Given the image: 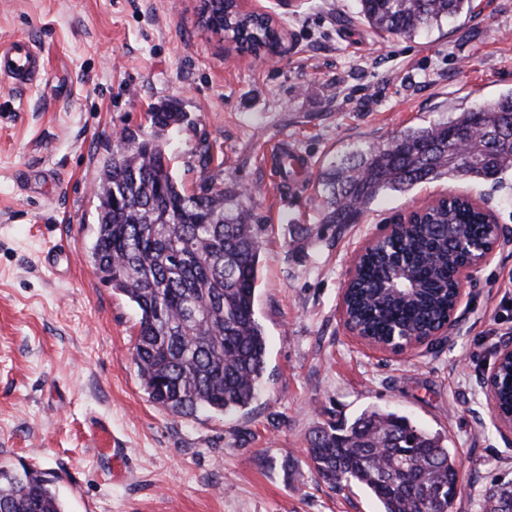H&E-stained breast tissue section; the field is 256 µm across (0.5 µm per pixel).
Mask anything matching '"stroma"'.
<instances>
[{
  "instance_id": "1",
  "label": "stroma",
  "mask_w": 512,
  "mask_h": 512,
  "mask_svg": "<svg viewBox=\"0 0 512 512\" xmlns=\"http://www.w3.org/2000/svg\"><path fill=\"white\" fill-rule=\"evenodd\" d=\"M282 29L275 58L237 51L200 22L201 0H0V45L41 50L39 79L0 76V465L47 473L66 512H379L364 490L335 491L307 462L310 432L370 406L448 440L459 470L452 512H476L512 479V434L483 381L512 338V173L445 179L381 195L358 223L320 221V169L368 143L512 93V0L412 38H379L356 0H248ZM166 133L187 191H243L264 253L255 308L268 379L248 409L169 414L133 363L139 311L95 273L94 186L122 132ZM298 176L283 178L279 157ZM442 194L489 208L503 235L472 270L449 336L394 355L357 342L340 300L355 253L385 225ZM314 227L311 236L296 226ZM106 423L126 473L95 447Z\"/></svg>"
}]
</instances>
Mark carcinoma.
I'll return each instance as SVG.
<instances>
[{"label": "carcinoma", "instance_id": "carcinoma-1", "mask_svg": "<svg viewBox=\"0 0 512 512\" xmlns=\"http://www.w3.org/2000/svg\"><path fill=\"white\" fill-rule=\"evenodd\" d=\"M473 0H358V17L375 32L410 38L448 18L468 16ZM215 24L241 49L274 40L265 19L224 6ZM187 115L174 104L149 113L153 133L118 139L100 172L92 266L110 275L112 290L140 314L133 359L150 401L170 414H232L262 389L267 338L255 311L263 241L252 210L228 189L188 192L171 173L160 142ZM481 127L473 146L457 131ZM512 170V94L428 127H409L383 145L369 144L317 175L321 224H354L386 191L427 180L501 182ZM490 243L494 229L467 201L456 199L426 214L362 261L348 299L352 320L368 335L425 332L448 317L458 260L456 242ZM410 265L419 288L411 299L385 290L395 260ZM499 411L512 412V363L497 384ZM307 459L332 489L356 485L381 512H427L453 507L459 494L455 457L447 439L407 416L364 410L340 428L320 427ZM0 512H65L53 481L25 468L0 467Z\"/></svg>", "mask_w": 512, "mask_h": 512}]
</instances>
